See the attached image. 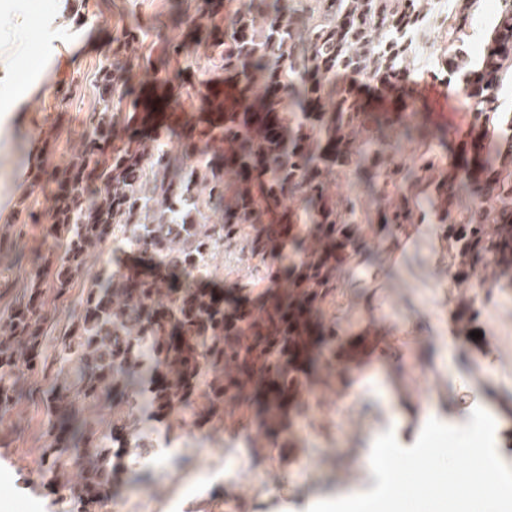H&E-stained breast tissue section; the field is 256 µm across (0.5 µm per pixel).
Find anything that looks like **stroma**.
I'll use <instances>...</instances> for the list:
<instances>
[{"instance_id": "obj_1", "label": "stroma", "mask_w": 512, "mask_h": 512, "mask_svg": "<svg viewBox=\"0 0 512 512\" xmlns=\"http://www.w3.org/2000/svg\"><path fill=\"white\" fill-rule=\"evenodd\" d=\"M72 21L85 29L82 53L57 82L45 86L34 110L23 120L24 134L0 141V314L22 302L29 273L52 247L46 235L53 205V173L64 168L97 105L99 66L111 57L117 38L135 29L138 64L132 84L151 88L157 76L176 78L186 66L172 44L185 42L197 54L200 34L181 25L184 14L203 8V0H73ZM29 15L26 48L17 59L25 79L39 63L44 16L58 0H19ZM469 107L460 92L448 100L443 127L435 140L439 157L455 150L468 130ZM39 178L40 188L16 193L11 176ZM339 197L359 196L361 249L341 267L325 322L335 328L324 351L330 366L326 384L312 386L303 408L285 409L271 441L257 439L254 403L235 399L223 417L189 430L184 412L151 420L162 461L136 463L105 491L117 512H134L133 502L150 498L155 512H306L311 505L371 490L377 480L367 453L373 441L394 431L412 446L423 425L435 418L450 426L467 424L474 408L495 421V445L512 467L506 435L512 418V288L477 294L453 274L458 259L448 246L444 225L431 204L423 223L405 230L376 220L377 196L354 172L336 176ZM80 288L63 298L47 294L50 313L41 356L55 364L56 339L69 323ZM472 305L476 336L455 332L453 313ZM44 377L28 373L13 412L0 419V512H106L97 504L84 509L76 492L39 477L48 446V417L42 403ZM237 468L236 484L224 481Z\"/></svg>"}]
</instances>
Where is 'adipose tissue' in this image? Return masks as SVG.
Returning <instances> with one entry per match:
<instances>
[{
    "label": "adipose tissue",
    "instance_id": "obj_1",
    "mask_svg": "<svg viewBox=\"0 0 512 512\" xmlns=\"http://www.w3.org/2000/svg\"><path fill=\"white\" fill-rule=\"evenodd\" d=\"M2 16L9 17L10 24L7 30H0V98L5 101L6 111L24 113L30 111L43 83L56 81L61 70L69 67L79 44L66 34L65 11H56L42 26L38 69L24 83H16L14 56L19 40L27 33L28 18L9 0H0Z\"/></svg>",
    "mask_w": 512,
    "mask_h": 512
}]
</instances>
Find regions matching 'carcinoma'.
<instances>
[{
    "label": "carcinoma",
    "instance_id": "1",
    "mask_svg": "<svg viewBox=\"0 0 512 512\" xmlns=\"http://www.w3.org/2000/svg\"><path fill=\"white\" fill-rule=\"evenodd\" d=\"M437 0H217L181 23L205 31L212 71L236 77V99L215 92L207 109L175 101L177 125L195 139L172 151L156 139L130 136L107 157L105 144L119 118L146 124L151 97L129 100L136 35L118 40L116 59L97 80L99 108L90 113L72 161L56 173L70 180L67 200L54 199L47 235L55 250L30 274L27 300L0 315V418L17 405L23 375L38 366L50 378L46 481L99 500L131 449L149 445L143 421L190 407L198 391L207 421L224 401L272 384L302 390L301 378L327 369L320 355L331 332L318 322L336 291V238L355 245L358 198H336V173L354 169L387 205L381 224L424 219L417 207L434 197L438 223L469 255L478 239L491 254L512 224V0H501L479 62L464 46L479 0H448L443 47L428 72L455 78L469 103L468 137L457 144L460 163L438 168L432 156L410 166L402 143L413 133L439 138L441 127L411 128L405 112L365 107L342 75L380 83L412 80L421 70L415 35ZM221 21H216V16ZM96 175L90 190L76 178ZM302 224L295 238L269 227L271 214ZM112 244L148 257L160 275L122 269L84 277L85 260ZM248 257L236 288L258 297L243 311L200 287L220 275L217 259ZM180 274L172 288L165 270ZM82 288L70 324L57 338L58 367L39 365L48 311L43 297ZM112 397V422L99 430L85 408ZM283 405L263 399L265 435L280 424ZM84 450L76 483L72 452Z\"/></svg>",
    "mask_w": 512,
    "mask_h": 512
}]
</instances>
